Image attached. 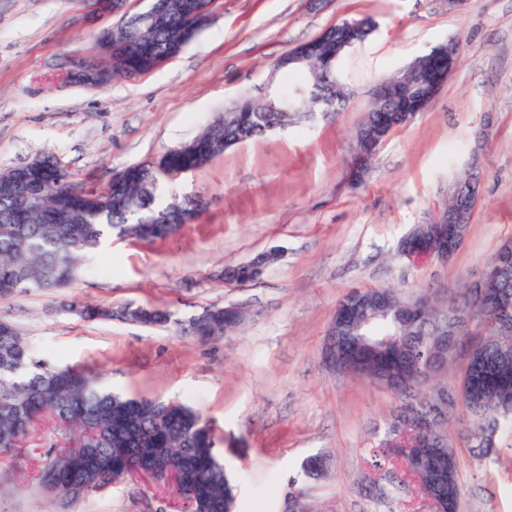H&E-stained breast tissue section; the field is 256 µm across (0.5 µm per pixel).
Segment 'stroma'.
Wrapping results in <instances>:
<instances>
[{
	"label": "stroma",
	"mask_w": 512,
	"mask_h": 512,
	"mask_svg": "<svg viewBox=\"0 0 512 512\" xmlns=\"http://www.w3.org/2000/svg\"><path fill=\"white\" fill-rule=\"evenodd\" d=\"M93 0H0V170L53 156L84 188L199 135L272 67L334 24L371 18L374 29L338 64L347 96L337 112L224 151L165 184L162 202L203 200L193 223L164 240L112 237L84 257L71 287L96 304L164 307L163 327L88 322L40 292L0 298L34 356L91 371L127 396L184 399L210 423L239 482L235 512H283L296 481L310 512H432L412 485L394 488L372 467L399 402L387 388L323 362L338 301L353 288L411 296L460 288L512 239V0H216L195 39L162 67L90 90L70 81L72 59L116 22ZM451 39L460 59L433 103L380 145L350 177L354 135L371 89ZM481 161L479 201L448 264L411 266L397 252L418 224L447 206L451 185ZM276 249L256 281L224 282V266ZM240 306L245 323L203 342L185 326L204 308ZM463 488L458 512H512V427L480 461L461 406L443 425ZM50 435L29 439L18 461L0 459V512H50L34 481ZM323 453V475L301 474ZM174 483L133 476L68 512H188Z\"/></svg>",
	"instance_id": "1"
}]
</instances>
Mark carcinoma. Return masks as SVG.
<instances>
[{
    "mask_svg": "<svg viewBox=\"0 0 512 512\" xmlns=\"http://www.w3.org/2000/svg\"><path fill=\"white\" fill-rule=\"evenodd\" d=\"M186 0H169L168 16L146 28L132 24L111 37L112 53L104 56L102 65L112 69L113 78H124L130 68L153 67V51L173 43L175 28L186 29L192 23ZM301 69L311 75L308 83L276 89L283 101L295 90H307L306 104L322 101V111L334 112L343 101L342 90L325 97L321 89L337 83L336 70L305 63ZM300 116H288L263 105L244 118L235 112H224V122L212 125L190 140L194 148L169 153L165 169H151L138 163L116 175L125 179L120 191L112 195L101 210L74 205L59 207L65 190L42 192L39 208L26 214L15 210L13 203L0 198V296L19 292L56 291L67 287L76 277L78 258L96 250L102 241L114 234L150 242L173 234L172 225L182 223L174 217L168 224L158 220L171 213L173 204L157 202L160 185L170 181L175 171H194L222 153L206 151L210 143L227 144L241 138L248 140L268 130L282 127ZM367 304L345 328L343 335L360 344L374 358L389 354L383 343L386 336L403 339L401 349L390 358L387 368L413 379L427 380L438 376L448 364L431 362L428 346L431 338L446 327L444 315L430 313L414 327L405 326L390 307L375 303L370 289H365ZM456 306L472 315L470 332L483 348L469 352V368H477L489 379L484 387L465 391L461 406L470 425L469 439L478 450L477 457L490 456L493 438L501 420L512 414V350H502L495 335L499 310L480 306L466 290L452 298ZM138 316L151 325H163L171 315L165 309L144 308ZM241 321L226 316L224 308L212 306L189 322L188 332L202 341L221 340L235 331ZM402 403L422 412L431 405V394L407 385L393 390ZM50 415L58 424H67L78 432V439L97 449L100 472L139 467L146 471L171 468L178 473L179 493L190 490L188 504L194 512H224V498L236 500V485L228 473L224 456L215 448L208 422L187 402L160 398L129 397L99 388L93 376L82 370L51 368L36 359L17 328L0 321V456L14 455L18 443L38 421ZM440 438V453L425 457L420 463L411 460L408 450L393 455L383 451L381 457L401 468L386 475H405L403 467L417 468L429 481L450 473L451 481L440 485L451 508H458L461 483L458 464L448 438L435 429ZM67 451L62 447L48 457L42 467L40 486L52 479L60 482L84 481L92 472L71 467L54 476L57 458ZM326 457H306L301 469L313 478L323 473Z\"/></svg>",
    "mask_w": 512,
    "mask_h": 512,
    "instance_id": "obj_1",
    "label": "carcinoma"
}]
</instances>
